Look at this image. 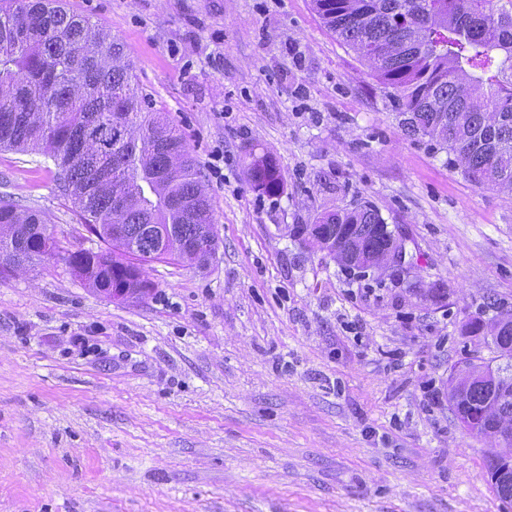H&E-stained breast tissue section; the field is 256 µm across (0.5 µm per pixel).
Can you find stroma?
Here are the masks:
<instances>
[{
  "label": "stroma",
  "mask_w": 512,
  "mask_h": 512,
  "mask_svg": "<svg viewBox=\"0 0 512 512\" xmlns=\"http://www.w3.org/2000/svg\"><path fill=\"white\" fill-rule=\"evenodd\" d=\"M124 45L134 80L206 174L219 247L145 267L114 303L64 254L94 250L58 170L0 151V195L62 252L0 278V512H512L448 376L506 368L470 317L512 310V196L408 134L311 0H66ZM272 156L283 187L251 189ZM372 204L400 276L295 237ZM246 168L252 189L268 195H275L280 191L281 178L277 164L271 157H252Z\"/></svg>",
  "instance_id": "stroma-1"
}]
</instances>
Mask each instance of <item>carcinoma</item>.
<instances>
[{
	"instance_id": "1",
	"label": "carcinoma",
	"mask_w": 512,
	"mask_h": 512,
	"mask_svg": "<svg viewBox=\"0 0 512 512\" xmlns=\"http://www.w3.org/2000/svg\"><path fill=\"white\" fill-rule=\"evenodd\" d=\"M324 26L364 61L397 101L401 125L448 155L471 183L512 195V0H312ZM0 148L42 154L60 171L59 191L79 224L105 247L77 250L68 264L89 288L148 295L144 265L204 264L188 248L217 236L205 174L166 113L133 84L123 45L63 0H0ZM252 189L275 195L281 178L266 155L247 164ZM47 219L0 197V275L45 258ZM123 235L112 237V225ZM304 231L377 260L391 230L371 205L330 212ZM466 332L486 335L512 358V325L472 317ZM483 362L448 380L459 416L482 412L488 437L512 432V396ZM487 459L490 474L512 464V443Z\"/></svg>"
}]
</instances>
